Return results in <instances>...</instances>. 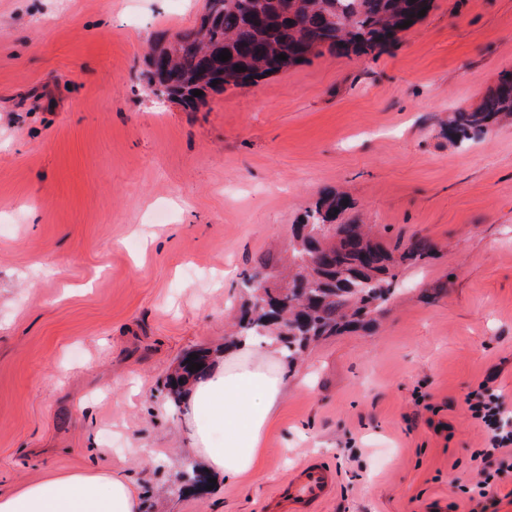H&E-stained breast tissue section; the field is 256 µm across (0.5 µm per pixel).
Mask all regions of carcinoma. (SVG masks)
Returning a JSON list of instances; mask_svg holds the SVG:
<instances>
[{
	"label": "carcinoma",
	"mask_w": 512,
	"mask_h": 512,
	"mask_svg": "<svg viewBox=\"0 0 512 512\" xmlns=\"http://www.w3.org/2000/svg\"><path fill=\"white\" fill-rule=\"evenodd\" d=\"M431 7L432 0H206L199 22L174 37L176 47L167 41L153 48L160 61L149 59L147 88L193 112L211 92L256 84L319 50L379 53L395 41L400 25L416 24L419 11ZM223 51L231 53L226 62L218 60ZM511 118L512 71H505L476 108L453 113L448 132L469 140ZM346 202L345 194L325 189L305 211L289 244L287 275L274 273L269 260L262 263L268 282L241 311L238 338L273 336L291 364L313 341L371 327L396 291L395 268L432 256L423 239L390 249L363 225L342 221Z\"/></svg>",
	"instance_id": "1"
}]
</instances>
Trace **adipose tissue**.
<instances>
[{
    "instance_id": "1",
    "label": "adipose tissue",
    "mask_w": 512,
    "mask_h": 512,
    "mask_svg": "<svg viewBox=\"0 0 512 512\" xmlns=\"http://www.w3.org/2000/svg\"><path fill=\"white\" fill-rule=\"evenodd\" d=\"M285 384L274 350L238 342L185 391L190 447L224 476L256 475ZM0 512H141V501L122 470H76L0 493Z\"/></svg>"
}]
</instances>
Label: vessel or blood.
Instances as JSON below:
<instances>
[{
	"label": "vessel or blood",
	"mask_w": 512,
	"mask_h": 512,
	"mask_svg": "<svg viewBox=\"0 0 512 512\" xmlns=\"http://www.w3.org/2000/svg\"><path fill=\"white\" fill-rule=\"evenodd\" d=\"M336 486V472L322 461H307L268 498L266 512H315Z\"/></svg>",
	"instance_id": "b4317fda"
}]
</instances>
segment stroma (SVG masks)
<instances>
[{
    "mask_svg": "<svg viewBox=\"0 0 512 512\" xmlns=\"http://www.w3.org/2000/svg\"><path fill=\"white\" fill-rule=\"evenodd\" d=\"M205 0H0V490L123 469L143 512H265L305 461L337 485L318 512H467L483 480L464 401L512 416V124L465 142L451 113L512 70V0H433L378 54H315L190 112L147 91L151 46ZM424 263L372 330L288 366L261 468L209 484L165 384L223 355L323 189ZM195 466L198 482L182 473Z\"/></svg>",
    "mask_w": 512,
    "mask_h": 512,
    "instance_id": "stroma-1",
    "label": "stroma"
}]
</instances>
